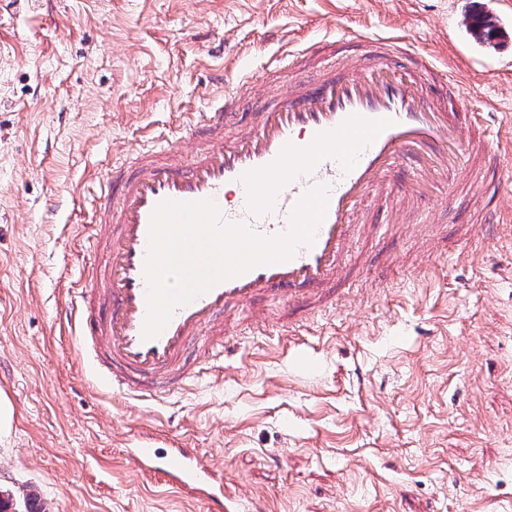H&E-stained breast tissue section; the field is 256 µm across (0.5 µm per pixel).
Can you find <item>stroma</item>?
Returning a JSON list of instances; mask_svg holds the SVG:
<instances>
[{"label": "stroma", "mask_w": 512, "mask_h": 512, "mask_svg": "<svg viewBox=\"0 0 512 512\" xmlns=\"http://www.w3.org/2000/svg\"><path fill=\"white\" fill-rule=\"evenodd\" d=\"M495 19L496 47L464 17ZM467 92L490 123L512 114V9L500 0H19L0 5V490L46 512H206L140 473L135 437L177 436L224 471V493L265 512H512V153L472 203L437 181L404 224H376L335 303L288 314L295 343L241 331L218 364L156 401L104 393L57 316L77 287L106 168L143 149L202 145L185 113L223 93L277 105L293 80L242 85L275 56L368 40Z\"/></svg>", "instance_id": "stroma-1"}]
</instances>
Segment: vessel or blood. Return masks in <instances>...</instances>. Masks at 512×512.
<instances>
[{"mask_svg": "<svg viewBox=\"0 0 512 512\" xmlns=\"http://www.w3.org/2000/svg\"><path fill=\"white\" fill-rule=\"evenodd\" d=\"M328 49L316 43L290 55L300 73L274 108L260 109L249 125L226 136L237 99L228 94L217 109L194 113L189 128L206 146L191 161L174 149L135 153L129 166L113 169L108 191L95 208L92 236L100 260L91 261L87 281L65 314L76 326L83 352L100 385L121 396L160 399L182 390L195 376L186 353L204 328L225 313L253 306L259 298L291 309L334 295L350 272L353 244L368 225L365 202L385 211L390 223L405 221L421 196L420 178L448 180V199L468 200L470 183L462 167L481 181L500 172L488 155H465L463 128L483 131L484 115L467 95L453 93L448 106L430 101L391 52L366 60L325 63ZM315 71L314 80L304 79ZM327 186L325 218L312 245L289 260L253 267L223 281L191 303L175 307L160 333L144 338L149 282L146 258L152 215L163 201H211L224 221L265 238L286 233L305 194ZM237 198L226 203L225 192ZM145 435L128 454L137 469L159 475L202 502L207 512H261L254 503L224 497V479L194 449L174 448L163 456Z\"/></svg>", "mask_w": 512, "mask_h": 512, "instance_id": "obj_1", "label": "vessel or blood"}]
</instances>
